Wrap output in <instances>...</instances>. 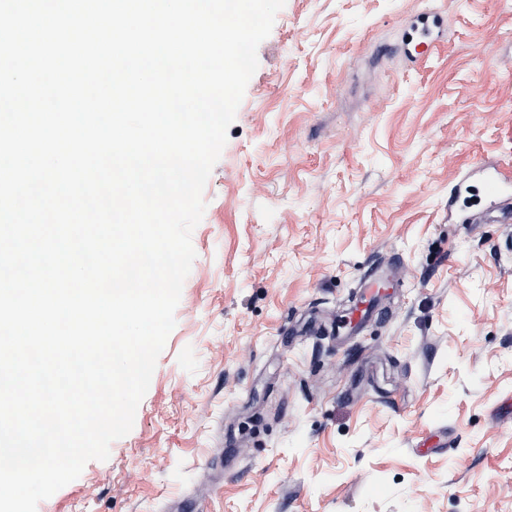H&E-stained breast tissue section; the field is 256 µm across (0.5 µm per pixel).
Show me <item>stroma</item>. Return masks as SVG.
Instances as JSON below:
<instances>
[{
	"label": "stroma",
	"mask_w": 512,
	"mask_h": 512,
	"mask_svg": "<svg viewBox=\"0 0 512 512\" xmlns=\"http://www.w3.org/2000/svg\"><path fill=\"white\" fill-rule=\"evenodd\" d=\"M257 56L134 426L37 512H512V0H286Z\"/></svg>",
	"instance_id": "35a3bbf8"
}]
</instances>
